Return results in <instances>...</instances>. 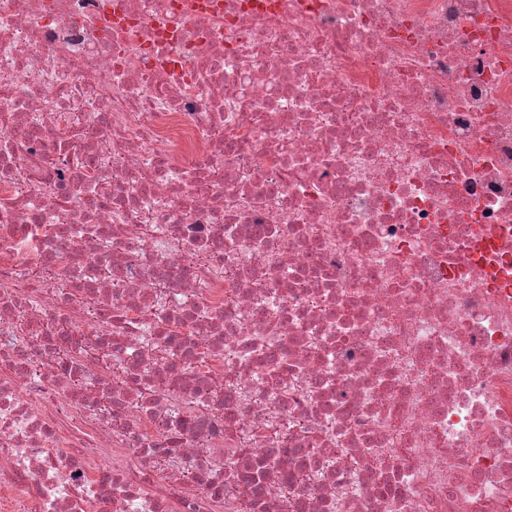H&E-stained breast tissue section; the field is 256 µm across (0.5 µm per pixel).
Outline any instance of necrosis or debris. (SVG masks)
Returning a JSON list of instances; mask_svg holds the SVG:
<instances>
[{
    "label": "necrosis or debris",
    "mask_w": 512,
    "mask_h": 512,
    "mask_svg": "<svg viewBox=\"0 0 512 512\" xmlns=\"http://www.w3.org/2000/svg\"><path fill=\"white\" fill-rule=\"evenodd\" d=\"M0 512H512V0H0Z\"/></svg>",
    "instance_id": "necrosis-or-debris-1"
}]
</instances>
